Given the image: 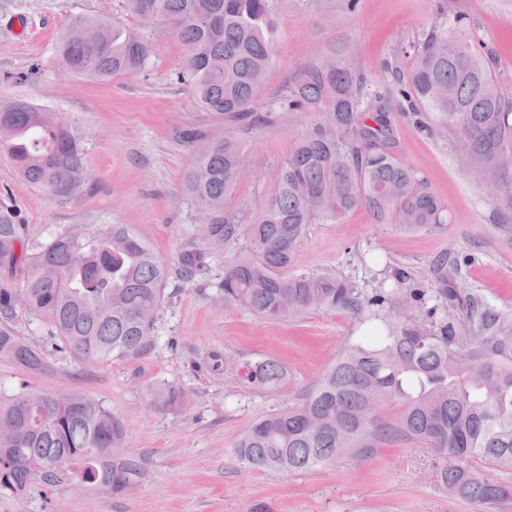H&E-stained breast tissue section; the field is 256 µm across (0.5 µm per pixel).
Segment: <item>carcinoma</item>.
<instances>
[{"label": "carcinoma", "instance_id": "cac0c4a2", "mask_svg": "<svg viewBox=\"0 0 512 512\" xmlns=\"http://www.w3.org/2000/svg\"><path fill=\"white\" fill-rule=\"evenodd\" d=\"M133 14L156 13L183 46L178 79L193 87L211 116L246 133L270 120L255 111L257 91L275 59L272 0H129ZM150 44L108 17L74 18L56 46L73 76L109 80L147 63ZM365 77L340 59L307 66L290 87L292 112L327 113L290 149L274 193L249 214L232 205L245 176L246 143L235 136L186 131L201 142L185 178L190 201L208 223L180 256L176 275L193 279L205 257L229 252L224 304L288 321L319 310L351 315L362 331L346 343L316 385L288 407L254 420L234 452L250 468L288 474L328 465L347 449L364 452L390 437L425 442L440 459L439 488L491 509L512 502V327L486 309L448 317L465 301L448 259L440 287L421 288L401 269L378 287L359 288L332 274H293L308 225L363 209L375 224L416 232L445 220V205L395 154L389 112L400 97L438 112L459 135L470 167L482 169L497 210L512 213V107L501 95L495 63L477 50L459 20L434 25L417 46L407 79L363 104ZM81 137L63 112L27 98L0 100V156L25 183L70 198L87 182ZM26 270L22 285L16 273ZM171 271L128 224H76L40 242L18 210L0 200V356L28 372L44 353L13 327L17 308L45 317L61 347L90 361L130 360L155 345L154 324ZM288 370L277 358L247 365L244 382L278 390ZM175 383L150 388L146 405L183 408ZM0 492L21 496L33 479L80 465L86 485L106 493L135 488L146 471L124 448L125 429L100 403L79 394L20 391L0 396ZM488 468L503 476L488 478Z\"/></svg>", "mask_w": 512, "mask_h": 512}]
</instances>
